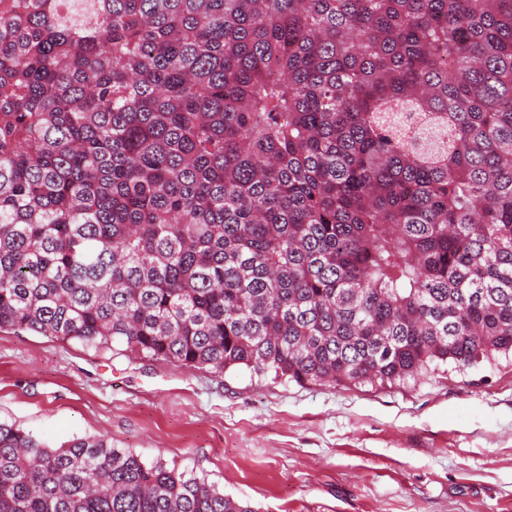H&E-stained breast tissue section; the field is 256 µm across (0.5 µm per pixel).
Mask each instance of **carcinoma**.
Segmentation results:
<instances>
[{
    "label": "carcinoma",
    "instance_id": "obj_1",
    "mask_svg": "<svg viewBox=\"0 0 512 512\" xmlns=\"http://www.w3.org/2000/svg\"><path fill=\"white\" fill-rule=\"evenodd\" d=\"M298 385L512 356V0H0V330ZM0 512H253L0 421Z\"/></svg>",
    "mask_w": 512,
    "mask_h": 512
}]
</instances>
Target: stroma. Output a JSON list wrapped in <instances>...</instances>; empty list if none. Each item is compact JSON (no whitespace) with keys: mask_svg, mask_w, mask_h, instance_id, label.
I'll list each match as a JSON object with an SVG mask.
<instances>
[{"mask_svg":"<svg viewBox=\"0 0 512 512\" xmlns=\"http://www.w3.org/2000/svg\"><path fill=\"white\" fill-rule=\"evenodd\" d=\"M0 421L103 436L254 512H512V362L392 388L218 377L0 331Z\"/></svg>","mask_w":512,"mask_h":512,"instance_id":"1","label":"stroma"}]
</instances>
